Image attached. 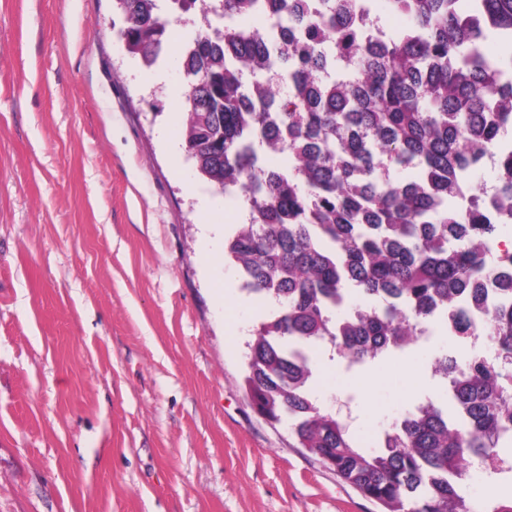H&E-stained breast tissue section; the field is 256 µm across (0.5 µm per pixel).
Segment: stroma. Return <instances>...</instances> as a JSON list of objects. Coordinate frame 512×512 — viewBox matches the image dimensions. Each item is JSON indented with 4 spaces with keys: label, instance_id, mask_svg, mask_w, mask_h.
Segmentation results:
<instances>
[{
    "label": "stroma",
    "instance_id": "obj_1",
    "mask_svg": "<svg viewBox=\"0 0 512 512\" xmlns=\"http://www.w3.org/2000/svg\"><path fill=\"white\" fill-rule=\"evenodd\" d=\"M169 18L148 67L115 0H0V512H378L245 394L273 306L222 258L245 214L186 150L200 19ZM443 353L479 351L443 327L350 370L323 348L316 394L371 447L446 398ZM461 490L489 506L512 470L473 465Z\"/></svg>",
    "mask_w": 512,
    "mask_h": 512
}]
</instances>
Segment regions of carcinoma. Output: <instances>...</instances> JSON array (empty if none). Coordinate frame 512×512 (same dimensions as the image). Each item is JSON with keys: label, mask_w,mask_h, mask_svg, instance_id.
Returning a JSON list of instances; mask_svg holds the SVG:
<instances>
[{"label": "carcinoma", "mask_w": 512, "mask_h": 512, "mask_svg": "<svg viewBox=\"0 0 512 512\" xmlns=\"http://www.w3.org/2000/svg\"><path fill=\"white\" fill-rule=\"evenodd\" d=\"M160 2L116 0L126 50L146 66L167 43ZM387 2L405 24L371 43L355 0H172L200 16L182 50L186 147L203 178L240 188L247 223L226 255L243 289L276 305L248 344L254 410L288 418L298 446L382 512H472L462 476L512 447V253L491 249L488 215L512 199V152L495 158L492 185L472 180L512 131V81L488 80L512 71V0ZM255 17L266 26L242 24ZM483 21L507 49L493 62ZM354 294L377 303L353 308ZM439 319L487 336L497 359L434 357L456 420L430 400L365 448L314 396L316 350L364 364Z\"/></svg>", "instance_id": "obj_1"}]
</instances>
